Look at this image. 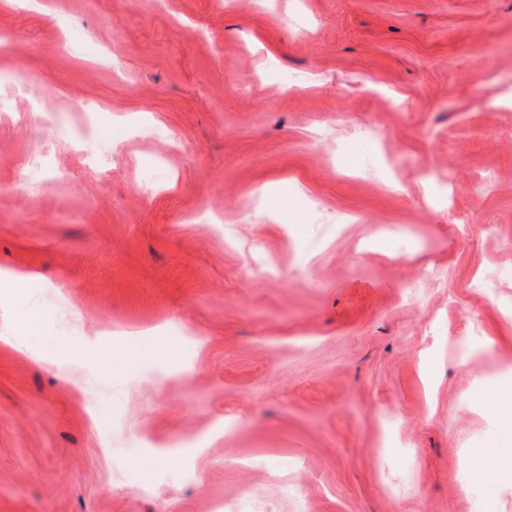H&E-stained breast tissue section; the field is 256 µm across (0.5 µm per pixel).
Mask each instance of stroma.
<instances>
[{"instance_id":"obj_1","label":"stroma","mask_w":512,"mask_h":512,"mask_svg":"<svg viewBox=\"0 0 512 512\" xmlns=\"http://www.w3.org/2000/svg\"><path fill=\"white\" fill-rule=\"evenodd\" d=\"M20 268L0 512H512V0H0Z\"/></svg>"}]
</instances>
